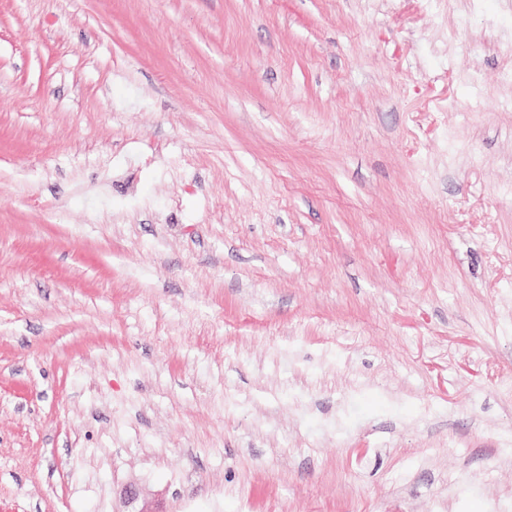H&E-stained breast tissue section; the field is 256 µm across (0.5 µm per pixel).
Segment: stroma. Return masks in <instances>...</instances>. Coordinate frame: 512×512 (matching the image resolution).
<instances>
[{
  "instance_id": "obj_1",
  "label": "stroma",
  "mask_w": 512,
  "mask_h": 512,
  "mask_svg": "<svg viewBox=\"0 0 512 512\" xmlns=\"http://www.w3.org/2000/svg\"><path fill=\"white\" fill-rule=\"evenodd\" d=\"M512 0H0V512H512Z\"/></svg>"
}]
</instances>
